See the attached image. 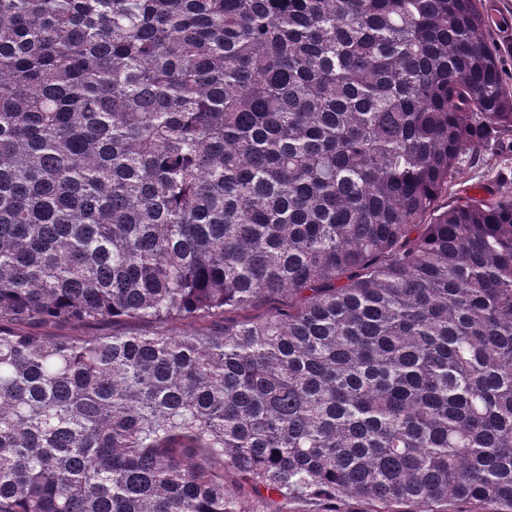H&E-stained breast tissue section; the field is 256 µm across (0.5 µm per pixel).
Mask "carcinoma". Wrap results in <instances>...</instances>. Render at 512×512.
<instances>
[{
  "instance_id": "cac0c4a2",
  "label": "carcinoma",
  "mask_w": 512,
  "mask_h": 512,
  "mask_svg": "<svg viewBox=\"0 0 512 512\" xmlns=\"http://www.w3.org/2000/svg\"><path fill=\"white\" fill-rule=\"evenodd\" d=\"M506 130L482 0H0V512H512ZM490 189L512 194V131L501 132L477 164L461 166L437 204L447 208L459 196L481 198ZM152 330V324L146 321H140V320H118L116 322L103 325L101 327H98L96 329H65L61 332L64 334H72L75 336H87L89 334L98 332V331H106V332H117V333H144ZM252 507L258 512H322L314 500L288 501L276 499L275 503H265L253 498Z\"/></svg>"
}]
</instances>
